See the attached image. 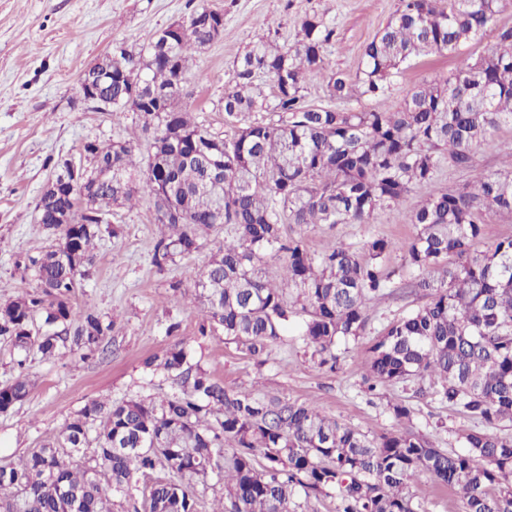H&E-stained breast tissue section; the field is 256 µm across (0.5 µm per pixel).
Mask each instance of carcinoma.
<instances>
[{
  "label": "carcinoma",
  "mask_w": 512,
  "mask_h": 512,
  "mask_svg": "<svg viewBox=\"0 0 512 512\" xmlns=\"http://www.w3.org/2000/svg\"><path fill=\"white\" fill-rule=\"evenodd\" d=\"M511 2L401 0L353 78L325 67L334 29L316 16L301 23L286 52L255 41L224 91L225 114L242 123L231 139L179 105L189 58L219 34L224 14L194 9L181 33L156 32L145 59L113 47L100 103L139 113L147 153L138 156L130 141L98 145L112 182L85 196L71 186L67 158L50 159L69 192H44L36 205L54 236L30 259L44 295L0 303V336L45 357L55 355L62 335L86 356L99 351L112 320L91 307L74 310L67 296L80 267L94 262L102 217L145 198L166 228L154 246L159 268L200 250L204 235L224 225V247L194 287L225 339L261 356L303 316L302 336L320 364H336V339L361 335L364 301L387 288L379 259L392 243L374 238L312 255L285 226L371 224L414 188L432 184L443 165L472 168L488 132L512 125V28L499 29L496 47L451 77L415 87L395 112L315 107L305 84L319 77L332 98H383L403 64L455 53ZM252 112L274 117L245 120ZM501 153L502 169L476 173L461 190L434 192L412 212L417 234L406 261L421 275L401 291H426L430 300L384 329L366 365L379 384L432 378L439 401L484 426L464 434L465 450H442L401 431L370 439L305 403L228 391L178 344L160 366L180 380V395L86 405L57 440L18 466H0V512H64L68 495L78 512H112L107 487L157 470L169 477L152 485L150 512H198L190 481L205 486L214 477L228 502L222 512H290L299 490L308 497L336 492V512H415L405 488L421 473L455 488L464 512H512V438L489 432L512 421V237L474 249L486 214L512 213V145ZM219 159L224 180L213 183L207 175ZM271 259L281 264V287L269 280ZM38 315L44 331L35 328ZM28 393L25 377L1 386L0 413ZM92 443L91 463L74 460Z\"/></svg>",
  "instance_id": "carcinoma-1"
}]
</instances>
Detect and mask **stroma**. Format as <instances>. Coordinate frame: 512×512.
<instances>
[{"label": "stroma", "mask_w": 512, "mask_h": 512, "mask_svg": "<svg viewBox=\"0 0 512 512\" xmlns=\"http://www.w3.org/2000/svg\"><path fill=\"white\" fill-rule=\"evenodd\" d=\"M400 4L401 0H0V303L38 287L21 264L40 256L50 244L36 211L41 191L56 176L48 158L76 159L85 142L124 141L136 130L135 113L97 112L78 95L81 73L114 45L136 53L148 48L156 31L187 19L198 6L222 12L224 34L193 54L180 105L195 122L228 138L237 123L224 113V90L237 59L259 37L288 50L302 21L319 16L336 31L323 53L327 68L352 77L366 44ZM493 44L489 30L462 45L456 56L431 53L413 58L393 78L383 100H337L319 79L309 81L304 94L310 104L321 107L395 110L415 85L450 75L461 61L477 58ZM508 143L512 126L492 130L477 149L472 170L443 168L431 186L414 189L398 206L381 212L375 223L288 227V235L302 239L315 254L342 242L358 247L372 238L395 244L380 259L389 286L383 296L367 301L364 333L337 344L332 371L320 367L294 323L259 357L225 340L223 333L201 332L204 305L193 278L223 245V231L210 233L201 252L176 258L160 269L152 262L159 226L148 202L114 209L101 226L88 276L70 296L73 307L90 306L112 319L100 350L86 357L65 348L47 360L36 352L22 356L0 337V385L19 376L32 382L25 401L0 413V465L18 463L58 437L91 401L158 402L178 395L175 375L150 361L181 341L192 362L225 389L307 402L372 438L408 431L435 447L462 450L461 436L474 424L433 396L430 377L371 391L365 363L387 324L429 300L423 291L404 297L397 291L413 274L406 262L407 245L416 233L408 221L410 212L430 191L459 189L473 172L500 169L501 148ZM173 323L180 329L171 334L167 328ZM400 401L412 409L404 422L397 421L392 410ZM406 491L416 512H462L456 490L430 475L415 476Z\"/></svg>", "instance_id": "35a3bbf8"}]
</instances>
